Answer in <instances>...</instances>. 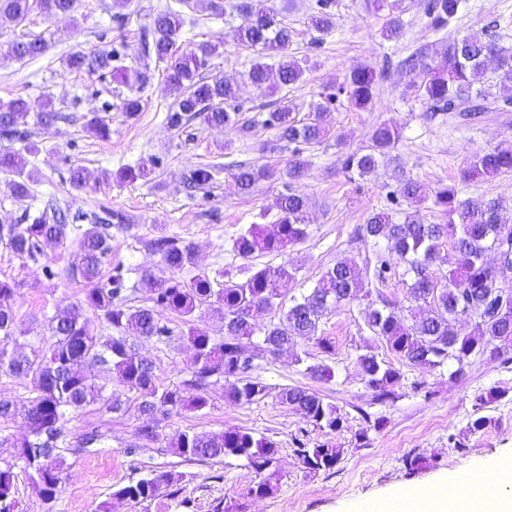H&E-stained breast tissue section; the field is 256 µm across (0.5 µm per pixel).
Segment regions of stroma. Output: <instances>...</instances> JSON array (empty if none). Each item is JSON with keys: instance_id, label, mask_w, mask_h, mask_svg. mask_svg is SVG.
I'll return each instance as SVG.
<instances>
[{"instance_id": "35a3bbf8", "label": "stroma", "mask_w": 512, "mask_h": 512, "mask_svg": "<svg viewBox=\"0 0 512 512\" xmlns=\"http://www.w3.org/2000/svg\"><path fill=\"white\" fill-rule=\"evenodd\" d=\"M172 2L129 0L127 6L118 8L114 0H75L69 14L34 13L19 25L0 28V102L25 99L33 115L49 103L61 114L51 126L28 127L27 142L37 148L28 164L34 173L32 197L13 198L8 187L11 176L0 172V225L17 223L23 213H39L50 203L103 219L114 213L119 226L112 231V260L131 269L132 280L165 276L159 256L147 246L161 234L194 242L196 265L183 272L188 278L199 267L213 272L243 267V260L231 251L233 237L247 225L273 222L277 213L274 203L281 193L299 194L308 203L307 236L292 252L300 271L279 308L255 317L257 328L262 329L278 320L293 297L313 287L337 260L352 257L361 265L373 261V241L356 239L354 230L370 211L385 205L386 185L395 170L406 171L427 191L453 185L460 197L496 198L512 210V172L470 181L461 178L476 155L496 146L512 148V105L500 100L495 76H488L484 84L481 112H444L432 120L427 103L408 93L410 77L401 67L402 60L415 53L422 54L430 65L440 64L443 45L471 31L505 36L512 45V0H466L458 22L441 30L429 25L423 10L425 0H401L404 32L396 40L381 37L380 23L366 8L365 0H336V26L323 35L310 23L315 0H272L279 20L293 31L288 55L304 68L300 81L288 88L270 82L261 86L250 83L247 72L259 54L235 41L240 16L217 14L202 6L184 9L179 52L211 47L209 65L201 74L234 83L242 110L226 130L211 128L195 118L180 132L166 121L175 102L164 78L167 64L143 56V32L151 16ZM24 34H41L53 38L54 44L40 58L10 59L11 43ZM76 50L95 54L116 50L123 65L147 72L141 112L131 118L123 112L126 87L95 74L66 69V56ZM356 66L388 70L375 105L361 109L343 97L328 102V86ZM284 98L301 120L329 105L330 134L324 143L304 151L309 167L303 177L294 181L265 179L258 182L253 194L242 195L229 175V162L282 169L291 157L290 147L278 142L275 130L262 125L265 112L275 109ZM95 112L109 116L110 138L101 140L87 131L86 121ZM382 123L400 126V141L381 158L374 172L350 176L342 166L344 156L369 148L373 129ZM24 143L15 142V149H22ZM142 163L152 170L148 179L116 183L122 167ZM75 165L91 175L81 192L69 185V170ZM199 167L213 168L214 181L188 188L189 175ZM75 250L71 243L47 245L33 262L18 259L0 246V280L18 285L16 337L7 341V348L48 349V317L82 297L84 284L71 274ZM362 286L363 295L331 310L319 323V335L335 343L333 355H324L314 339L299 336L288 350L255 357L252 375L267 387L265 396L256 402L239 405L216 392L208 408L188 409L167 419L140 412L136 394L128 393L122 397V412L89 406L70 413L67 429L71 440L95 428L102 441L67 454L63 488L51 503L44 502L33 489L16 448L28 435L24 414L35 385L28 377L0 376V399L15 407L13 419L0 422V463L12 465L17 475L23 512H99L105 503L110 512H178L175 501L165 497L135 506L113 499L116 486L151 470L172 474L182 496L194 501L193 512H352L363 500L426 489L474 468L492 469L500 458L512 457L511 360L480 358L461 378L451 377L448 364L434 369L404 364L400 367L399 398L383 405L373 401L358 357L368 347L380 355L386 348L365 323V295L379 290L404 307L408 288L398 277L381 286L367 277ZM136 348L153 362L157 381L163 386L179 382L192 359L184 342L164 347L140 338ZM321 361L334 367L333 381L323 383L308 373L309 365ZM297 386L316 391L335 405L344 418L342 430H320L283 405L280 390ZM492 387L505 391V398L476 410V396ZM480 414L496 420V427L471 434L467 450L454 448L450 435L467 429ZM370 416L382 418L380 429H368ZM146 424L159 428L158 440L148 445L142 444L138 435ZM231 428L274 440L278 454L273 464L259 471L242 458L190 461L173 448L184 431L209 433ZM363 429L368 432L369 444L355 446L354 435ZM300 441L339 448L336 466L319 472L305 469L296 453ZM411 452L425 456L427 464L410 475L402 459ZM265 480L272 485L270 493L248 495L249 487Z\"/></svg>"}]
</instances>
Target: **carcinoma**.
I'll list each match as a JSON object with an SVG mask.
<instances>
[{
  "mask_svg": "<svg viewBox=\"0 0 512 512\" xmlns=\"http://www.w3.org/2000/svg\"><path fill=\"white\" fill-rule=\"evenodd\" d=\"M464 0H426L425 16L435 29H443L459 18ZM333 0H315L312 25L319 33L335 27ZM215 12L231 10L242 17L235 29L237 43L260 48L259 55H278L274 64L258 61L247 73L251 83L261 86L271 76L278 84H296L303 69L288 59L287 49L292 30L276 19L269 0H209ZM74 0H0V25L20 24L38 11L47 15L67 14ZM372 8L381 20V35L387 39L400 36L403 24L398 0H372ZM184 25L181 11L166 7L153 19L152 38L144 41V52L159 60H168L165 82L176 96L167 123L180 129L192 116L199 115L211 127L224 129L234 121L239 105L234 87L224 80L211 82L200 76L206 65V48L201 53H185L173 58V48ZM52 46L41 35L14 40L10 58L18 61L44 56ZM443 64L432 67L411 56L404 61L416 78L408 84L415 97L429 104L432 112H454L465 103L482 96L478 85L484 79L489 62H495L498 87L506 105L512 104V47L485 31L469 32L448 43ZM120 52L110 56L91 55L77 50L65 63L73 71L87 70L110 78L126 87L130 95L123 99V111L132 116L141 111L140 92L146 76L119 64ZM385 73L370 68L350 71L329 94L332 101L341 96L359 108L373 104L377 84ZM288 103L276 107L262 120L277 131L278 139L293 146L292 159L285 169L277 171L247 163L234 165L232 176L239 191L251 193L263 179L296 180L305 174L309 161L303 158V147L322 143L330 133L327 117L330 109L322 107L313 118L304 122L293 115ZM28 105L21 98L0 105V137L22 140L19 125L26 122ZM87 130L106 139L111 129L104 117L93 114L86 122ZM402 137V131L382 123L372 134V145L364 152L346 155L343 166L360 176L376 169L379 157ZM28 160L19 151L0 150V170L14 175L10 181L11 195L17 200L30 196L32 172ZM512 171V149L493 148L475 157L463 172V178H489ZM388 185L387 205L372 212L366 223L355 230V237L372 239L379 249L375 261L366 266L370 277L379 283L396 274L389 255L396 254L411 280L409 315L401 314L395 304L377 293L365 308V322L373 335L384 341L386 349L406 364L434 368L445 362L464 372L477 357L485 355L502 359L512 353V215H506L498 199H460L453 187L444 186L434 192L433 205L448 216L444 224H426L414 214L405 215L397 223L394 215L403 205L412 206L427 198L424 185L399 171ZM277 219L272 224H251L241 229L231 242V251L249 261L262 255L284 257L307 235V203L295 193L280 195L276 200ZM87 214L81 210L49 207L33 216L25 213L18 223L0 225V242L17 258L36 259L41 245L76 243L73 274L86 288L78 304L48 319L51 344L48 352L31 356L0 348V374L32 377L36 395L29 401L25 419L29 436L20 443L18 459L31 484L47 502H53L62 488L65 453L70 450L65 426L70 411L102 403L101 409L111 413L122 409L118 396L106 398L103 391L117 380L128 392L142 397L139 409L164 417L181 414L187 408L201 411L210 406L211 392L217 386L224 396L236 404H250L266 393V386L251 376L254 355L247 353L243 340L255 334L253 312L270 311L279 305L297 279L298 267L286 260L278 266H244L238 279L230 271L211 273L200 269L189 279L179 273L195 264V245L184 239L161 235L149 241L151 250L169 271L164 278H144L148 304L129 306L127 302L136 287L127 286L124 266L112 264L110 224L98 220L83 225ZM449 245L456 253V267L449 271L444 284L432 276L430 266L440 247ZM492 252L497 263L489 264L485 256ZM361 288L360 268L353 259L336 262L318 279L313 288L293 298V304L279 320L270 323L257 349L276 354L286 348L295 336H316L323 316L332 308L357 298ZM16 285L0 280V337L14 335ZM433 302L424 309L421 302ZM202 307H211L224 315V338L211 336L194 325V314ZM168 312L189 325L187 332L176 333L160 313ZM467 318L474 321L473 330L461 334L456 323ZM147 338L169 346L186 341L193 350L187 375L166 387L157 385L152 361L138 355L133 339ZM363 379L375 401L383 404L398 398L402 374L391 362L372 351L358 357ZM98 368L94 378L86 367ZM311 376L322 382L335 377V369L326 362L307 367ZM280 402L301 411L307 421L329 432L343 428V418L336 406L317 393L301 387L284 388ZM492 426V418L480 416L466 430L452 434L448 440L454 447L468 448L469 435ZM297 453L305 468L311 471L331 470L336 466L340 449L328 444L312 448L297 442ZM176 453L189 460H212L226 457L243 458L262 469L278 453L275 441L252 431L225 430L200 433L184 431L175 442ZM168 492L174 497L171 477L164 472L150 471L135 481L118 487L112 497L138 505L150 502ZM0 512H21L12 466L0 467Z\"/></svg>",
  "mask_w": 512,
  "mask_h": 512,
  "instance_id": "carcinoma-1",
  "label": "carcinoma"
}]
</instances>
